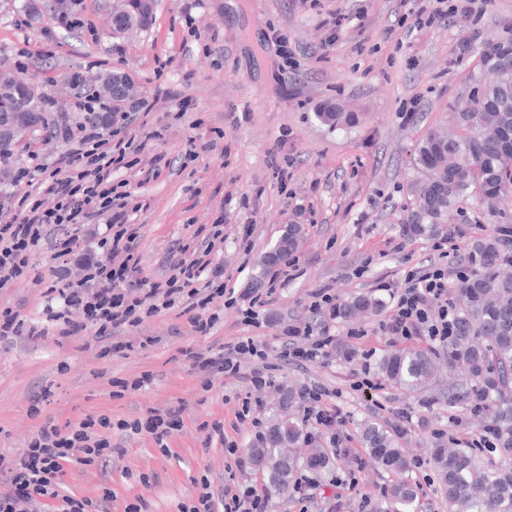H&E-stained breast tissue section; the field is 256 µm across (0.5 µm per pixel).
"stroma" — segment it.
I'll return each instance as SVG.
<instances>
[{
	"label": "stroma",
	"instance_id": "obj_1",
	"mask_svg": "<svg viewBox=\"0 0 512 512\" xmlns=\"http://www.w3.org/2000/svg\"><path fill=\"white\" fill-rule=\"evenodd\" d=\"M121 3L83 0L85 26L70 30L48 15L29 19L24 0H0V73L11 72L18 51L36 55L51 39L55 55L36 56L25 77L58 110L75 114L76 93L65 77L86 71L93 61L99 71L127 76L136 94L170 91L147 125L157 134L150 151L166 159L160 174L145 179L137 165L112 173L113 182L125 185L127 212L139 229L135 254L152 278L162 273L176 245L195 248L222 233L224 241L210 259L223 264L234 294L210 305L218 322L208 337L184 333V318L171 309L129 332L130 350L105 358L87 334L0 346V452L23 449L47 416L59 423L87 413L129 420L178 404L183 428L169 440V454L149 436L127 438L109 475L95 468L72 470L64 482L91 498L111 490V512H124L138 495L148 512H180L196 497V479L208 476L217 488L232 478L223 448L205 447L202 423L221 422L240 453L253 445L250 422L236 418L245 384L218 372L202 378L183 348L204 350L245 336L272 341L284 326L313 323L309 295L317 288L330 287L342 302L437 259L434 239L399 231L412 200L410 187L426 177L417 147L432 130L454 131L457 112L484 79L481 44L512 34V0H490L481 15L451 18L412 34L399 25L412 0H156L147 30L117 35L112 16ZM337 9L350 12L353 21L329 46L322 21ZM277 30L299 45L295 65L284 66L277 56ZM410 102L411 113L404 109ZM331 109L352 113L351 122L337 128L321 122L319 113ZM209 141L216 149L203 150ZM276 156L288 160L287 184L273 175ZM477 207L467 199L446 220L461 230L458 258H466L474 242L494 236L504 215L512 216V196L502 201L501 213H483L478 230L462 218ZM244 224L254 227L246 244L237 237ZM292 224L305 228L292 258L294 276L274 305L260 309L257 324H248L243 311L252 269ZM377 324L374 317L364 321L368 336L343 339L327 365L278 370V388L266 400L263 421L301 419L300 407L283 408L282 394L316 382L339 391L335 403L353 446L361 444V421L401 424L425 474H433L426 452L433 429L451 436L473 432L471 416L464 406L449 405L455 376L448 371L417 394L387 383L378 390L354 389L364 351L380 356L391 349L384 337L373 335ZM146 336L157 337V344L140 348ZM145 372L153 374L151 384L121 391L122 382ZM46 389L49 404L41 416H32L35 397ZM348 467L337 458L330 477L318 480L313 512H381L392 476L375 469L366 455L356 471L357 489L334 500L330 478ZM142 474L150 476L151 487L139 483Z\"/></svg>",
	"mask_w": 512,
	"mask_h": 512
}]
</instances>
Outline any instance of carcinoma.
Masks as SVG:
<instances>
[{
	"instance_id": "carcinoma-1",
	"label": "carcinoma",
	"mask_w": 512,
	"mask_h": 512,
	"mask_svg": "<svg viewBox=\"0 0 512 512\" xmlns=\"http://www.w3.org/2000/svg\"><path fill=\"white\" fill-rule=\"evenodd\" d=\"M153 8H125L113 17L114 31L137 26L146 28ZM480 66L491 80L470 97L459 112L461 132L455 136L440 130L430 132L418 146V159L427 179L412 187L413 206L406 212L400 231L413 236L448 234V212L468 196L480 198L489 207L512 190V37L487 41L480 49ZM82 82L91 96L101 93V82L118 85L125 79L70 75ZM14 123L37 132L58 124L47 100L25 101L0 98V124ZM303 228L288 225L278 248L267 253L251 275V287L261 288L273 266L288 260L299 248ZM496 237L472 245L469 270L455 286V336L443 352L414 348L389 352L376 362V370L390 384L403 390L421 391L436 382L442 360L458 371L448 400L459 401L480 421L481 436L495 444L500 462L484 464L476 449L450 442L432 449L446 512H512V258L500 259ZM384 301L372 294H359L342 304L345 318L377 313ZM360 438L372 464L396 476L387 490L384 512H419L418 494L408 473L411 459L405 455L404 433L390 425L366 421ZM305 439L298 423L280 419L272 424L263 447L251 449L255 465L268 472L270 487L285 493L294 474L306 469L327 472L332 462L326 451L314 448L306 456L290 449Z\"/></svg>"
}]
</instances>
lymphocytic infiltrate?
I'll return each instance as SVG.
<instances>
[{
    "label": "lymphocytic infiltrate",
    "mask_w": 512,
    "mask_h": 512,
    "mask_svg": "<svg viewBox=\"0 0 512 512\" xmlns=\"http://www.w3.org/2000/svg\"><path fill=\"white\" fill-rule=\"evenodd\" d=\"M77 139V147L62 166L41 180L38 193L18 198V214L0 219V293L26 277L45 300L38 322L27 321L10 303L0 302V343L36 342L52 331L63 338L89 331L100 356L107 357L128 349L129 330L176 307L181 308L190 334L210 335L217 317L210 314L209 306L225 293L223 265L205 258L213 242H206L200 252L180 248L169 257L160 279L143 277L134 256L138 230L129 224L124 208L112 205V168L122 163L130 144L89 124L79 127ZM96 216L107 218L109 237L97 238L89 223ZM86 237L96 239V247L83 245ZM46 249L52 251L55 264L45 277L34 273L32 259ZM379 288L391 299L378 324L380 335L390 344L421 339L447 346L456 319L447 265L434 262L411 269L400 284L383 282ZM337 308L329 288L315 290L309 309L321 319L320 331L284 329L279 361L299 367L323 365L333 357L341 338L365 336V329L355 326L348 327L345 336H337ZM184 355L202 373L219 372L247 381L237 417L250 419L256 442H263L259 413L275 386L266 343L248 336L215 353L189 348ZM332 397L322 385L305 386L303 421L310 441L347 456L351 449L341 436L344 420ZM180 428V411L175 407L151 409L116 422L93 413L62 426L46 418L23 450L11 457L0 454V512H43L48 506L53 512H110L111 491L97 499L76 495L66 489L64 474L107 467L114 452L113 431L149 434L164 452ZM189 512H269V499L264 489L248 481L226 484L223 493H214L204 477Z\"/></svg>",
    "instance_id": "obj_1"
}]
</instances>
